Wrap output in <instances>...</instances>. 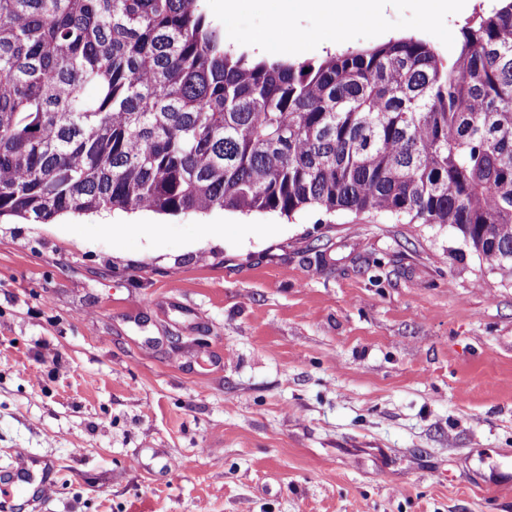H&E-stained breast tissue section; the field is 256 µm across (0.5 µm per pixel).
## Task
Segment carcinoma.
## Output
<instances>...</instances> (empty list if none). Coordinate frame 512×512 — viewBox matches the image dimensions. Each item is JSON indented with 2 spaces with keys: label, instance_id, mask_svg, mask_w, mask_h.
Instances as JSON below:
<instances>
[{
  "label": "carcinoma",
  "instance_id": "obj_1",
  "mask_svg": "<svg viewBox=\"0 0 512 512\" xmlns=\"http://www.w3.org/2000/svg\"><path fill=\"white\" fill-rule=\"evenodd\" d=\"M142 208L386 213L512 282V0L451 61L415 35L256 58L200 0H0V219Z\"/></svg>",
  "mask_w": 512,
  "mask_h": 512
}]
</instances>
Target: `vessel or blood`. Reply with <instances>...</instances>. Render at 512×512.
<instances>
[{
    "label": "vessel or blood",
    "instance_id": "b4317fda",
    "mask_svg": "<svg viewBox=\"0 0 512 512\" xmlns=\"http://www.w3.org/2000/svg\"><path fill=\"white\" fill-rule=\"evenodd\" d=\"M55 462L27 452L15 453L8 467L0 469V512H14L18 494L32 507L41 506L52 486Z\"/></svg>",
    "mask_w": 512,
    "mask_h": 512
}]
</instances>
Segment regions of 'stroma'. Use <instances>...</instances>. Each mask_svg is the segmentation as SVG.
<instances>
[{"instance_id": "1", "label": "stroma", "mask_w": 512, "mask_h": 512, "mask_svg": "<svg viewBox=\"0 0 512 512\" xmlns=\"http://www.w3.org/2000/svg\"><path fill=\"white\" fill-rule=\"evenodd\" d=\"M496 0H394L343 46L443 58ZM227 47L282 0H203ZM44 512H512V283L452 229L147 209L0 222V467ZM57 465L43 457L16 452L8 467L0 470V511L13 512L18 492H23L33 508L42 505L52 486Z\"/></svg>"}]
</instances>
